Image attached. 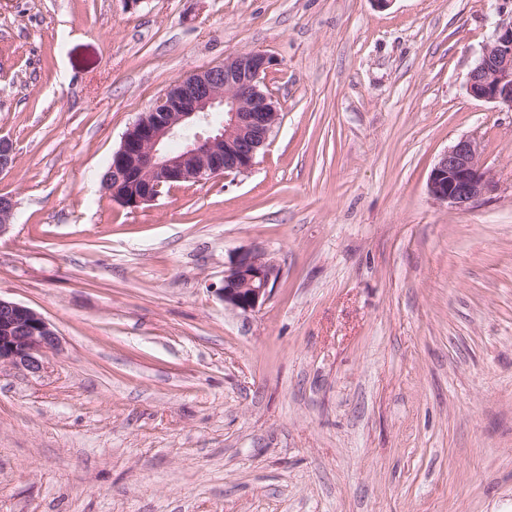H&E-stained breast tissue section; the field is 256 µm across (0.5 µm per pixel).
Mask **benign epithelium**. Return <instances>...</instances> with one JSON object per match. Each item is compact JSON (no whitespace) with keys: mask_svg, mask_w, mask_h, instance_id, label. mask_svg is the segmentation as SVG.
Returning <instances> with one entry per match:
<instances>
[{"mask_svg":"<svg viewBox=\"0 0 512 512\" xmlns=\"http://www.w3.org/2000/svg\"><path fill=\"white\" fill-rule=\"evenodd\" d=\"M272 66L264 52H238L174 81L127 129L113 152L112 170L118 177L108 190L112 199L138 207L183 182L251 169L279 116L265 85ZM467 90L476 99L512 108V21L496 24L468 73ZM176 140L181 147L172 152L169 144ZM14 156L13 141L1 135V174L14 167ZM491 189L480 142L470 137L460 138L440 155L427 183L434 200L457 209ZM280 276V268L264 251L238 249L218 288L224 308L257 311L269 301ZM59 348L60 337L46 317L0 297V364L38 375L45 368L46 354Z\"/></svg>","mask_w":512,"mask_h":512,"instance_id":"7a95c632","label":"benign epithelium"}]
</instances>
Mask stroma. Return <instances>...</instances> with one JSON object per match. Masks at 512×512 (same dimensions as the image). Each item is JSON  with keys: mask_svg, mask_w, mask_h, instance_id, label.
Here are the masks:
<instances>
[{"mask_svg": "<svg viewBox=\"0 0 512 512\" xmlns=\"http://www.w3.org/2000/svg\"><path fill=\"white\" fill-rule=\"evenodd\" d=\"M512 0H0V512H512V110L467 74ZM263 51L251 170L129 208L101 176L168 85ZM473 137L491 191L430 172ZM282 276L252 313L238 248ZM492 180L481 163V145L463 137L448 147L433 167L428 194L436 201L463 209L488 194ZM280 276V268L264 251L243 247L225 266L223 283L217 291L225 309L251 313L269 301ZM60 345V337L46 317L0 297V364L38 375L45 368L46 354Z\"/></svg>", "mask_w": 512, "mask_h": 512, "instance_id": "1", "label": "stroma"}]
</instances>
